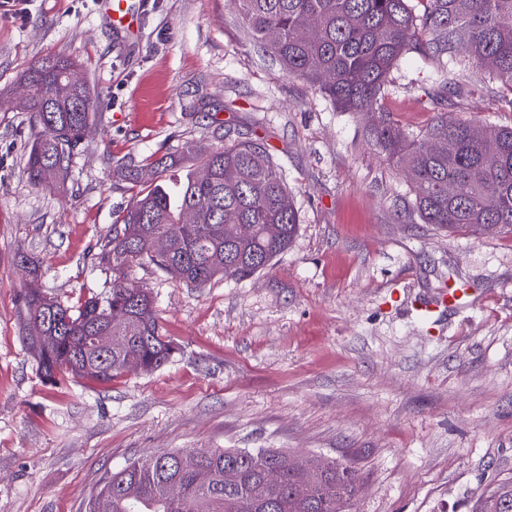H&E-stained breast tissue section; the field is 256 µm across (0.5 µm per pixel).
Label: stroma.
I'll return each mask as SVG.
<instances>
[{
    "mask_svg": "<svg viewBox=\"0 0 512 512\" xmlns=\"http://www.w3.org/2000/svg\"><path fill=\"white\" fill-rule=\"evenodd\" d=\"M0 11V512H84L99 478L150 452L276 448L348 463L357 512H471L512 481V234L449 232L420 221L406 177L344 112L263 52L234 0H144L133 30L100 0H21ZM78 60L105 98L63 186L33 185L37 133L19 111L35 60ZM441 63L393 67L379 109L402 135L440 114L511 125L512 101L465 93L442 103ZM263 142L300 226L272 268L192 288L147 264L135 277L178 352L164 367L100 384L45 380L22 342L24 275L69 303L107 290L95 256L147 164L217 146L216 123ZM461 301L435 307L442 288Z\"/></svg>",
    "mask_w": 512,
    "mask_h": 512,
    "instance_id": "stroma-1",
    "label": "stroma"
}]
</instances>
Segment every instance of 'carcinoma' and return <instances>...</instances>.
Returning <instances> with one entry per match:
<instances>
[{
    "mask_svg": "<svg viewBox=\"0 0 512 512\" xmlns=\"http://www.w3.org/2000/svg\"><path fill=\"white\" fill-rule=\"evenodd\" d=\"M236 0L241 19L285 72L309 81L344 112L373 114L391 69L405 54H432L451 66L444 87L461 92L462 57L512 94V0ZM76 60L45 57L21 74V108L39 128L26 171L36 185L70 178L99 99L75 76ZM450 120L443 114L408 140L380 115L375 144L406 172L412 207L426 224L450 231L512 234V127ZM453 149H448V143ZM195 168L179 186L138 192L112 225L98 264L109 293L71 305L35 287L40 265L20 254L30 278L22 294L23 339L43 378L109 383L171 361L173 342L159 331L155 300L134 288L136 268L153 264L194 288L242 281L268 269L292 244L298 212L283 173L254 140L188 150ZM182 161L167 153L153 175ZM458 188L448 196V184ZM277 472L274 482L266 472ZM355 470L331 461L299 471L273 448L177 449L133 459L106 473L84 512H353ZM474 512H512V481L479 495Z\"/></svg>",
    "mask_w": 512,
    "mask_h": 512,
    "instance_id": "1",
    "label": "carcinoma"
}]
</instances>
